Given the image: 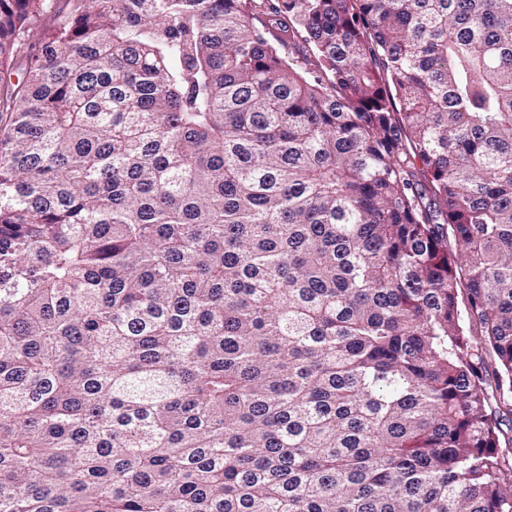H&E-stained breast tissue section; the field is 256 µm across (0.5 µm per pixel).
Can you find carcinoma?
<instances>
[{
  "label": "carcinoma",
  "instance_id": "carcinoma-1",
  "mask_svg": "<svg viewBox=\"0 0 512 512\" xmlns=\"http://www.w3.org/2000/svg\"><path fill=\"white\" fill-rule=\"evenodd\" d=\"M70 2L0 0V512H512V0Z\"/></svg>",
  "mask_w": 512,
  "mask_h": 512
}]
</instances>
